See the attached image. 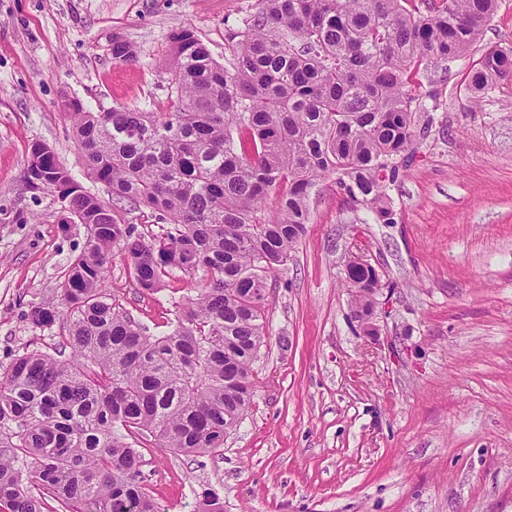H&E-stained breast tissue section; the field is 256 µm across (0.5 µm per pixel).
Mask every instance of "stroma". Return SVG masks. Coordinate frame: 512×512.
I'll return each mask as SVG.
<instances>
[{
  "mask_svg": "<svg viewBox=\"0 0 512 512\" xmlns=\"http://www.w3.org/2000/svg\"><path fill=\"white\" fill-rule=\"evenodd\" d=\"M258 0H0V369L40 346L25 313L58 300L86 241L58 192L32 189L33 143L49 145L104 203L72 138L62 97L87 110L172 111L161 74L169 36L192 24L215 60L227 27ZM137 59L112 58V39ZM512 47V0L483 38L420 88L435 123L388 192L395 221L350 209L333 181L314 188L306 233L270 280L269 339L256 396L217 457L144 448L160 512H512V76L472 101L467 74ZM361 256L385 284L376 339L350 320L345 265ZM202 274L174 271L148 293L122 254L105 291L169 331Z\"/></svg>",
  "mask_w": 512,
  "mask_h": 512,
  "instance_id": "1",
  "label": "stroma"
}]
</instances>
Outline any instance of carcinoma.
Instances as JSON below:
<instances>
[{"label":"carcinoma","instance_id":"obj_1","mask_svg":"<svg viewBox=\"0 0 512 512\" xmlns=\"http://www.w3.org/2000/svg\"><path fill=\"white\" fill-rule=\"evenodd\" d=\"M229 29L223 65L190 24L170 35V112L64 102L88 174L82 190L50 146H31L77 223L92 226L64 273L60 302L27 319L51 342L0 372V512H159L139 446L191 456L224 449L254 396L269 339L268 280L305 234L310 196L332 178L354 207L393 224L387 188L415 162L434 117L414 94L480 41L498 0H259ZM112 58H136L112 39ZM512 73V48L468 74L473 100ZM275 195V214L266 207ZM166 225L146 237L122 203ZM120 249L145 291L178 269L205 287L154 333L101 284ZM352 316L375 309L372 265L349 264Z\"/></svg>","mask_w":512,"mask_h":512}]
</instances>
